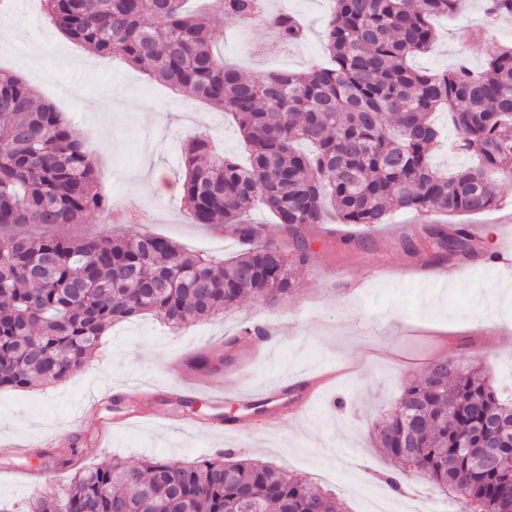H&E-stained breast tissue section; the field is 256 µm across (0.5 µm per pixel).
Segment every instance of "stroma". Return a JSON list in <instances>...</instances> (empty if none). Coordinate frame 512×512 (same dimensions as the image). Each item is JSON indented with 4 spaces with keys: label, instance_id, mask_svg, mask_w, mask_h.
I'll use <instances>...</instances> for the list:
<instances>
[{
    "label": "stroma",
    "instance_id": "35a3bbf8",
    "mask_svg": "<svg viewBox=\"0 0 512 512\" xmlns=\"http://www.w3.org/2000/svg\"><path fill=\"white\" fill-rule=\"evenodd\" d=\"M270 3L304 25L305 40L284 47L262 26L219 20L210 38L225 62L247 75L304 73L327 62L323 32L332 0ZM484 5L469 0L461 15L439 19L432 47L414 66L432 73L460 62L478 68L487 48L511 47L512 21L475 38ZM0 70L22 77L96 155L98 187L110 210L57 226L58 234L81 238L115 228L128 237L162 235L193 253H238L223 225L194 223L182 195H161L149 181L161 168L182 183V146L194 137L245 157L231 117L150 78L121 55L89 53L47 19L42 0H0ZM494 189L497 207L459 218L481 227L475 247L482 260L435 263L425 253L408 255L401 242L420 226L413 213L397 208L376 229L340 224L333 237L308 233L311 263L297 275L298 290L278 307L247 299L179 330L139 316L112 325L96 354L65 381L0 390V501L23 512L30 497L115 458L129 465L149 457L180 463L230 449L312 482L348 512H363L361 492L387 493L390 475L406 488L402 503L425 499L456 512L455 497L434 492L424 476L403 474L376 448L372 431L401 385L436 359L478 363L495 383L512 384V271L493 272L486 261L502 242H512V179H496ZM336 268L346 284L330 278ZM244 324L269 330L264 354L253 355L245 344L226 347L225 338ZM204 350L222 359L218 370L172 373V365ZM296 376L322 380L307 413L253 435L224 432V424L249 416L246 400ZM214 388L223 400L211 398ZM132 407L142 413L141 424H125ZM187 419L209 421L215 430L204 437L182 429ZM14 443L28 445L29 453L12 452Z\"/></svg>",
    "mask_w": 512,
    "mask_h": 512
}]
</instances>
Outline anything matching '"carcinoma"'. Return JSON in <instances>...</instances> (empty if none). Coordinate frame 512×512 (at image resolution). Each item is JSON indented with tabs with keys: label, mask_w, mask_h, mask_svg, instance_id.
<instances>
[{
	"label": "carcinoma",
	"mask_w": 512,
	"mask_h": 512,
	"mask_svg": "<svg viewBox=\"0 0 512 512\" xmlns=\"http://www.w3.org/2000/svg\"><path fill=\"white\" fill-rule=\"evenodd\" d=\"M46 0V15L96 56L119 54L173 89L232 113L246 163L215 153L205 137L182 152L183 199L195 223L224 224L243 244L232 259L188 253L170 239L94 234L0 237V389L53 385L78 370L113 323L153 313L173 328L212 318L247 295L274 307L310 264L306 232L324 224L386 223L391 209L450 217L498 205L491 176L512 178V49L487 51L483 69L438 74L412 67L435 39V18L468 0H334L325 40L330 64L304 75L246 76L216 56L212 24L262 22L296 45L302 25L265 0ZM512 18V0H487L486 19ZM448 111L453 148L478 164L434 168L433 121ZM263 206L285 242L263 240L247 219ZM108 210L88 147L29 84L0 72V227L78 224ZM403 246L478 259L466 224L433 219ZM52 257V273L26 269ZM401 469L453 489L464 512H512V400L485 371L441 358L405 382L375 426ZM27 512H346L342 502L286 470L252 459L175 465L149 458L77 471Z\"/></svg>",
	"instance_id": "1"
}]
</instances>
